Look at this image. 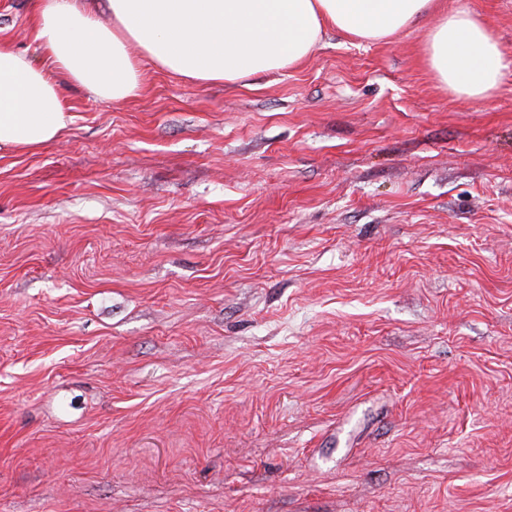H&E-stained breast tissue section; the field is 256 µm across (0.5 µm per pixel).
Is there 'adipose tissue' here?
<instances>
[{
	"mask_svg": "<svg viewBox=\"0 0 512 512\" xmlns=\"http://www.w3.org/2000/svg\"><path fill=\"white\" fill-rule=\"evenodd\" d=\"M34 0L42 58L0 44V152L49 144L73 121L71 82L112 102L141 90L143 61L181 77L235 82L294 68L325 29L385 41L430 20L425 60L436 80L467 99L487 97L508 64L491 27L442 0Z\"/></svg>",
	"mask_w": 512,
	"mask_h": 512,
	"instance_id": "1",
	"label": "adipose tissue"
}]
</instances>
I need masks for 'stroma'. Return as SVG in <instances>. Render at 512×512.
<instances>
[{"label":"stroma","instance_id":"stroma-1","mask_svg":"<svg viewBox=\"0 0 512 512\" xmlns=\"http://www.w3.org/2000/svg\"><path fill=\"white\" fill-rule=\"evenodd\" d=\"M429 27L68 83L0 156V512H512V68L455 96Z\"/></svg>","mask_w":512,"mask_h":512}]
</instances>
